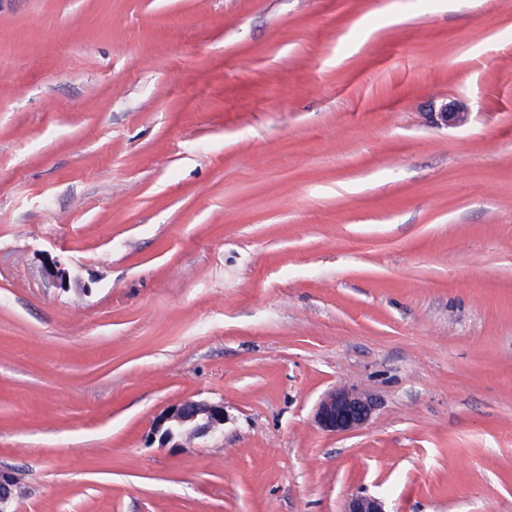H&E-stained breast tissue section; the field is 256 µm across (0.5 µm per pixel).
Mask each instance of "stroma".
<instances>
[{"label":"stroma","mask_w":512,"mask_h":512,"mask_svg":"<svg viewBox=\"0 0 512 512\" xmlns=\"http://www.w3.org/2000/svg\"><path fill=\"white\" fill-rule=\"evenodd\" d=\"M186 399L223 435L147 443ZM0 467L16 512H512V0H0ZM469 112L457 102H445L438 110L430 112V121L436 126H457L467 120ZM374 404L368 396L351 389L328 392L318 403L314 419L325 432L347 434L362 429L370 420ZM24 491L21 479L14 470L0 468V512H15V503Z\"/></svg>","instance_id":"1"}]
</instances>
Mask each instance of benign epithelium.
<instances>
[{"mask_svg": "<svg viewBox=\"0 0 512 512\" xmlns=\"http://www.w3.org/2000/svg\"><path fill=\"white\" fill-rule=\"evenodd\" d=\"M468 112L457 102H445L430 113L436 126H457L467 120ZM374 404L368 396L351 389L328 392L318 403L314 419L325 432L347 434L362 429L370 420ZM224 405L191 399L164 409L155 418L148 439L161 446L176 448L187 440L208 439L224 430ZM24 491L14 470L0 468V512H15L14 505ZM345 512H385L382 502L374 497L354 495Z\"/></svg>", "mask_w": 512, "mask_h": 512, "instance_id": "benign-epithelium-1", "label": "benign epithelium"}]
</instances>
